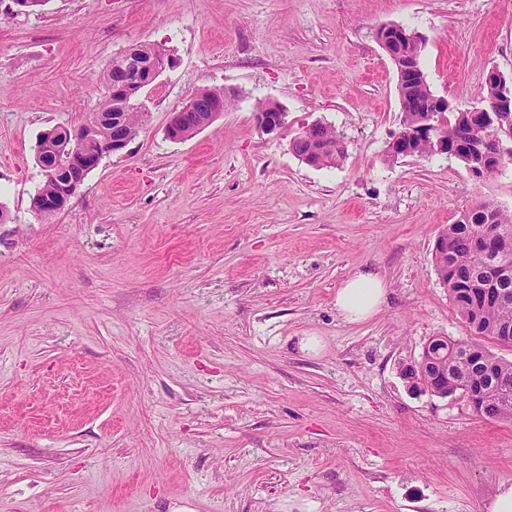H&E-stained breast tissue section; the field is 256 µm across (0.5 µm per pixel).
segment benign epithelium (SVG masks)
<instances>
[{
	"label": "benign epithelium",
	"instance_id": "benign-epithelium-1",
	"mask_svg": "<svg viewBox=\"0 0 512 512\" xmlns=\"http://www.w3.org/2000/svg\"><path fill=\"white\" fill-rule=\"evenodd\" d=\"M376 39L384 53L390 58H395L399 77L406 78L414 70L412 60L395 56L394 47L402 39L415 43L418 48L423 46L418 34L388 26L376 31ZM174 63V58L169 54L165 56L162 64L158 65L140 57L136 50L128 49L120 57L122 75L112 82V98L118 101L136 99ZM486 81L498 85L499 92L490 103L473 108V112L479 117L484 112H512V82L496 69L488 71ZM222 112L224 94L201 95L196 92L183 106L170 113L166 134L174 141L188 139L209 125L212 118ZM254 117L259 129L273 134L284 128L287 113L278 105L265 101L257 104ZM418 135L426 138L429 152L448 153L446 135L432 130L427 131L423 127L420 128ZM134 138L126 116L117 112H94L78 128L62 138L54 133L50 134L43 147L51 149L56 164L67 172V177L63 181L54 180L51 187L38 192L32 205L34 213L41 216L63 211L85 177L100 165L103 158L124 150ZM435 364L437 360L422 355L413 364L403 367L404 379L413 390L422 392L428 389L422 382V377L432 373L431 366Z\"/></svg>",
	"mask_w": 512,
	"mask_h": 512
}]
</instances>
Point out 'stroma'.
Returning a JSON list of instances; mask_svg holds the SVG:
<instances>
[{
	"label": "stroma",
	"instance_id": "stroma-1",
	"mask_svg": "<svg viewBox=\"0 0 512 512\" xmlns=\"http://www.w3.org/2000/svg\"><path fill=\"white\" fill-rule=\"evenodd\" d=\"M391 23L462 107L490 69L512 78V0H0V512H488L512 485V423L401 375L429 338L466 336L434 243L475 201L512 210V167L385 162ZM147 43L175 64L141 131L38 217L40 133L83 123L112 59ZM205 88L223 114L168 139ZM317 121L340 164L292 153ZM365 267L386 301L350 322L336 292ZM395 24H389V25H382L379 27V29L376 31V39L384 51V53L387 55V57L393 58L396 56V59L394 60L396 64V68L399 74V77L401 79L407 78L408 74H410L413 70L416 68L412 67V60L411 59H404L401 56H398L394 53V47L395 44L402 39L408 40L410 42H413L415 45H409L408 43L404 42V45L399 42V47L402 49L403 53L410 54L413 53L416 50V47H423V42L418 36L416 32H404L403 30L399 29L398 27H395L393 31H391L390 26H394ZM388 26V27H387ZM386 27V28H385ZM384 28V29H383ZM399 40V41H398ZM254 117L259 129L268 134L278 133L287 124L286 112L268 101L257 104Z\"/></svg>",
	"mask_w": 512,
	"mask_h": 512
}]
</instances>
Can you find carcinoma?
Listing matches in <instances>:
<instances>
[{
  "label": "carcinoma",
  "instance_id": "1",
  "mask_svg": "<svg viewBox=\"0 0 512 512\" xmlns=\"http://www.w3.org/2000/svg\"><path fill=\"white\" fill-rule=\"evenodd\" d=\"M417 73L397 85L400 101V129L418 125L426 113L419 102L432 96L421 58L414 62ZM103 112H128L136 130L141 115L135 104L112 106L107 96ZM441 132L460 154L472 175L481 178L479 162L486 155L502 158L512 165V113L499 117L496 126L486 128L474 113L457 107L434 118ZM333 147L315 156L321 165L336 164L346 158L347 148L339 133ZM434 261L437 274L448 288L449 297L466 324L470 337L450 339L434 336L429 350L448 361V378L435 392L458 396L479 417L512 422V361L498 357L483 341L512 347V212L491 202H475L453 224L445 226L437 238Z\"/></svg>",
  "mask_w": 512,
  "mask_h": 512
}]
</instances>
